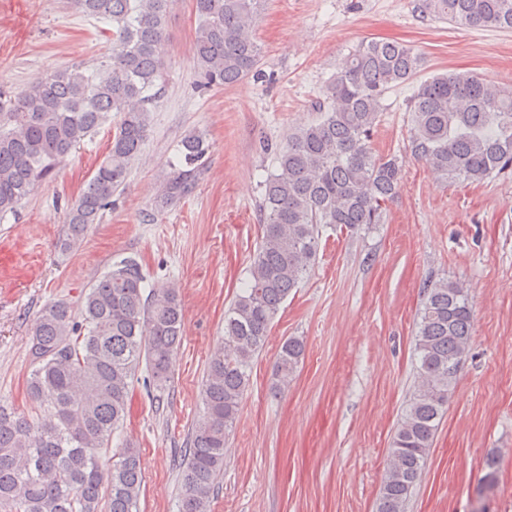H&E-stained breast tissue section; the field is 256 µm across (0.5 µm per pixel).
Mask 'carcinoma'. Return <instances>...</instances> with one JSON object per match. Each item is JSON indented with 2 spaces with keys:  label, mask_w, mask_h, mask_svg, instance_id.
I'll return each instance as SVG.
<instances>
[{
  "label": "carcinoma",
  "mask_w": 512,
  "mask_h": 512,
  "mask_svg": "<svg viewBox=\"0 0 512 512\" xmlns=\"http://www.w3.org/2000/svg\"><path fill=\"white\" fill-rule=\"evenodd\" d=\"M77 2L84 16L110 26L111 52L92 68L51 72L18 94L0 92V221L99 125L118 118L107 156L67 210L63 251L78 247L98 223L141 151L159 92L170 0ZM416 5L426 17L512 31V0ZM262 6L263 0H193L199 20L194 62L206 86L232 85L258 67L254 28ZM423 64L399 42L361 44L312 102L319 119L289 133L279 148L259 205L261 240L224 315V340L207 363L204 411L191 428L177 512H210L253 361L289 294L314 265L323 225L355 229L384 222L404 160L377 155L372 133L386 93L414 79ZM406 110V151L447 182H481L512 168V86L469 72L437 75L416 86ZM207 152L202 135L184 138L176 164L157 186V211L191 196ZM473 321L466 284L444 278L424 284L414 395L388 448L376 512H405L468 352ZM182 324L178 290L150 286L133 257L94 279L79 309L58 299L41 310L30 329L27 392L49 420L40 423L0 405V512H99L102 503L107 512H138V448L121 443L107 465L101 450L120 434L140 366L157 389L166 387ZM303 354L297 338L282 344L278 387L288 388Z\"/></svg>",
  "instance_id": "obj_1"
}]
</instances>
